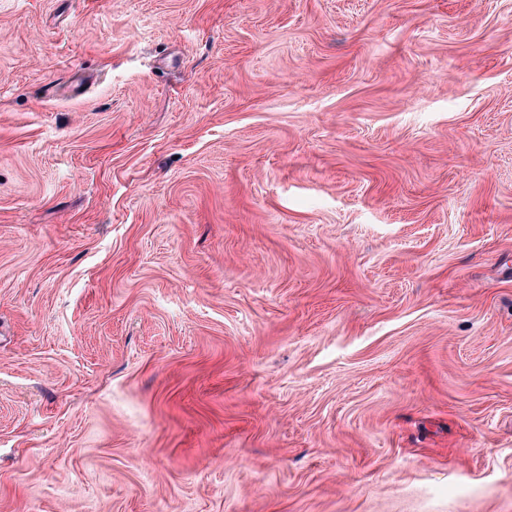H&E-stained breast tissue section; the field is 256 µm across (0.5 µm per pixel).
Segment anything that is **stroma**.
I'll list each match as a JSON object with an SVG mask.
<instances>
[{
    "instance_id": "obj_1",
    "label": "stroma",
    "mask_w": 512,
    "mask_h": 512,
    "mask_svg": "<svg viewBox=\"0 0 512 512\" xmlns=\"http://www.w3.org/2000/svg\"><path fill=\"white\" fill-rule=\"evenodd\" d=\"M0 512H512V0H0Z\"/></svg>"
}]
</instances>
